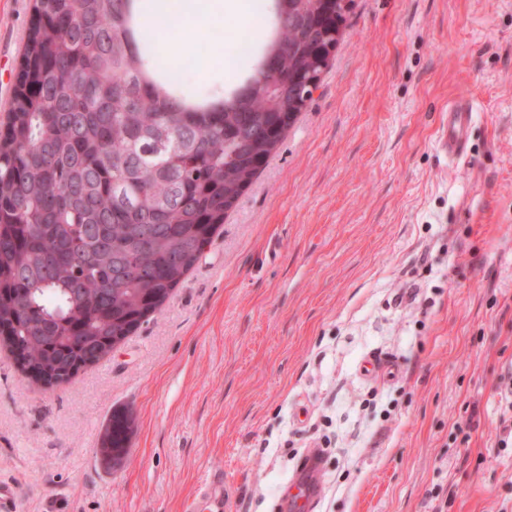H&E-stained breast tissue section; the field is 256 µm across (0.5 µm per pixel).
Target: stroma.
<instances>
[{
    "mask_svg": "<svg viewBox=\"0 0 512 512\" xmlns=\"http://www.w3.org/2000/svg\"><path fill=\"white\" fill-rule=\"evenodd\" d=\"M33 0H0V126ZM182 94L217 98L266 41ZM474 102L464 155L437 149ZM374 353L399 361L368 380ZM512 363V0H351L286 138L160 314L70 383L0 346V485L17 512H182L220 475L232 512H278L321 443L315 512H512L494 393ZM130 410L128 455L97 450Z\"/></svg>",
    "mask_w": 512,
    "mask_h": 512,
    "instance_id": "35a3bbf8",
    "label": "stroma"
}]
</instances>
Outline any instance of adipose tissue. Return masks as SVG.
<instances>
[{
    "instance_id": "1",
    "label": "adipose tissue",
    "mask_w": 512,
    "mask_h": 512,
    "mask_svg": "<svg viewBox=\"0 0 512 512\" xmlns=\"http://www.w3.org/2000/svg\"><path fill=\"white\" fill-rule=\"evenodd\" d=\"M228 17L257 20L255 0H146V22L142 37L154 41L159 51L169 60L183 54L182 44L167 41L164 31L176 19L203 26L206 23L223 24Z\"/></svg>"
}]
</instances>
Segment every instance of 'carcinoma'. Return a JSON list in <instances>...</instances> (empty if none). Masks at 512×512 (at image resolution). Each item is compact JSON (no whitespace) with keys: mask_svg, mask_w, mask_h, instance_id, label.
<instances>
[{"mask_svg":"<svg viewBox=\"0 0 512 512\" xmlns=\"http://www.w3.org/2000/svg\"><path fill=\"white\" fill-rule=\"evenodd\" d=\"M126 0H35L10 134L0 138V328L34 383L98 364L160 311L283 142L299 87L328 65L322 0H283L247 91L210 112L155 81L130 52ZM134 431L107 420L98 454L118 465Z\"/></svg>","mask_w":512,"mask_h":512,"instance_id":"1","label":"carcinoma"}]
</instances>
